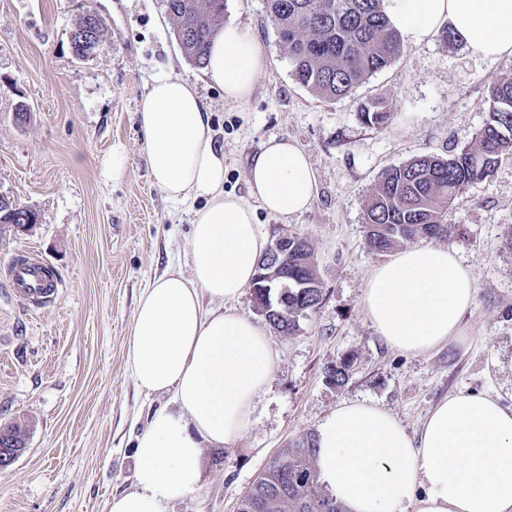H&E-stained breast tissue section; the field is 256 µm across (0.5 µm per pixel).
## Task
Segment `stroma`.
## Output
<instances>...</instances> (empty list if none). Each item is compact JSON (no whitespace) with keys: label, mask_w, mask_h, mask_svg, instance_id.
I'll return each instance as SVG.
<instances>
[{"label":"stroma","mask_w":512,"mask_h":512,"mask_svg":"<svg viewBox=\"0 0 512 512\" xmlns=\"http://www.w3.org/2000/svg\"><path fill=\"white\" fill-rule=\"evenodd\" d=\"M97 14L101 46L78 59L71 35ZM224 20L259 47L263 68L248 105L188 61L163 0H0V194L40 221L0 224V268L29 249L60 280L57 297L29 313L0 275V427L20 425L26 449L0 468V512H107L112 494L136 489L134 438L170 396L145 393L127 366L138 298L168 264L189 271L191 214L150 176L137 103L162 74L193 83L224 151V190L248 198L246 173L271 138L295 141L316 174L301 215L258 211L267 239H306L323 301L293 334L269 326L252 292L237 310L262 325L279 354L242 437L205 448L197 491L168 512H237L242 494L288 442L310 433L345 401L367 400L417 432L449 393L487 392L512 406V156L449 209L437 245L471 267L476 293L459 336L419 355L393 350L360 306L385 255L362 224L375 183L422 155L473 146L488 122L489 89L512 78V59L473 56L463 42H403L400 56L354 95L326 101L292 78L267 0H224ZM382 97L391 116L365 124L360 103ZM25 106L27 118L17 121ZM120 148L126 175L106 181L102 163ZM352 362L348 382L327 365Z\"/></svg>","instance_id":"obj_1"}]
</instances>
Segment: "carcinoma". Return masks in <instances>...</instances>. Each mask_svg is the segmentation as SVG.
<instances>
[{
	"label": "carcinoma",
	"instance_id": "carcinoma-1",
	"mask_svg": "<svg viewBox=\"0 0 512 512\" xmlns=\"http://www.w3.org/2000/svg\"><path fill=\"white\" fill-rule=\"evenodd\" d=\"M383 0H267L270 17L287 50L293 79L324 100L353 95L374 74L400 54L398 31L390 24ZM174 34L184 55L202 67L209 41L224 23V0H164ZM390 116L384 102L361 105L367 124ZM512 155V79L491 87L490 119L474 146L445 158L420 156L392 167L372 189L363 211L366 239L377 253L399 242L448 235V207L474 183L490 178L502 158ZM288 280L274 289L281 302L268 312L270 324L293 332L298 318L322 300V286L306 240L288 241ZM346 358L326 367V380L335 387L349 379ZM3 453H21L25 442L16 426L4 428ZM314 436L296 439L282 449L243 495L239 512H345L319 483ZM300 490L280 492L283 480Z\"/></svg>",
	"mask_w": 512,
	"mask_h": 512
}]
</instances>
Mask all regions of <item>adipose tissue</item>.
Masks as SVG:
<instances>
[{
    "instance_id": "ef3b65f1",
    "label": "adipose tissue",
    "mask_w": 512,
    "mask_h": 512,
    "mask_svg": "<svg viewBox=\"0 0 512 512\" xmlns=\"http://www.w3.org/2000/svg\"><path fill=\"white\" fill-rule=\"evenodd\" d=\"M409 42L450 29L470 51L512 58V0H383ZM249 35L230 23L209 47L206 75L226 101L244 105L262 70ZM152 180L191 207L190 273L166 270L143 288L127 343L136 386L171 394L137 436L136 490L112 496L108 512H166L199 486L204 445L242 436L277 354L235 302L269 243L257 210L289 218L308 210L316 179L304 150L273 139L247 171L250 200L225 193L224 153L208 109L179 77L153 79L138 104ZM475 295L471 269L436 245L403 249L376 266L360 305L390 348L423 354L460 331ZM213 309H205V302ZM316 469L347 512H512V407L486 393L443 398L417 434L379 405L337 406L316 432Z\"/></svg>"
}]
</instances>
